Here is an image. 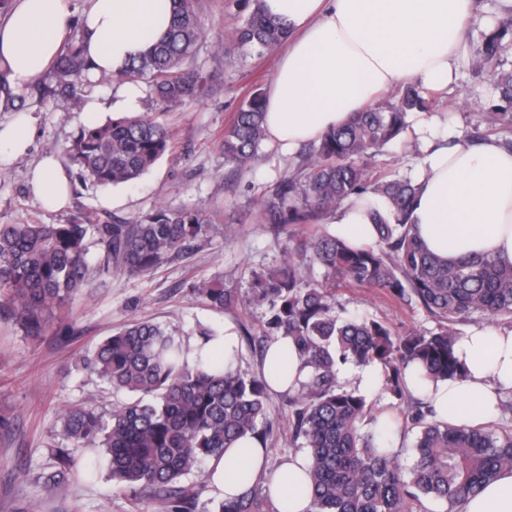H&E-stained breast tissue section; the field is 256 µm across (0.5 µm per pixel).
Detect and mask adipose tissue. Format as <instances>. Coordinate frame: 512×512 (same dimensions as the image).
<instances>
[{
  "instance_id": "1",
  "label": "adipose tissue",
  "mask_w": 512,
  "mask_h": 512,
  "mask_svg": "<svg viewBox=\"0 0 512 512\" xmlns=\"http://www.w3.org/2000/svg\"><path fill=\"white\" fill-rule=\"evenodd\" d=\"M263 11L283 21L288 48L266 93L268 139L292 149L318 141L349 113L376 96L417 81L429 88L452 83L463 58V32L476 0H262ZM72 0H14L0 18V72L10 88L23 89L62 52ZM173 0H86L81 13L83 50L98 70L115 75L144 55L169 28ZM419 160L421 188L411 211L413 231L435 255L447 259L490 256L512 264V149L494 137L448 146L433 136ZM33 195L63 205L65 177L54 156L30 175ZM464 377L429 384L426 395L440 420L482 423L512 390V329L480 327L454 346ZM262 371L274 392L299 387L307 373L285 338L272 342ZM246 448L245 479L227 475L223 460L208 466L212 486L224 498L240 496L247 482L264 481L273 503L289 500L290 512H308L305 454L289 455L276 469L256 438ZM461 512H512V470L460 503Z\"/></svg>"
}]
</instances>
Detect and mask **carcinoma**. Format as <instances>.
Masks as SVG:
<instances>
[{
	"mask_svg": "<svg viewBox=\"0 0 512 512\" xmlns=\"http://www.w3.org/2000/svg\"><path fill=\"white\" fill-rule=\"evenodd\" d=\"M173 2L167 32L119 73L128 81L150 78L167 107L196 100L207 82L190 65L205 37L200 0ZM250 2L233 47H221L229 60L237 51H271L288 38L286 27L262 11L260 0ZM511 46L512 23L504 20L472 46V65L491 77L496 120L491 136L512 133V70L501 63ZM96 77L78 43L55 62L56 85L76 104ZM446 97L445 88L412 83L396 101L354 112L343 125L326 130L310 154L261 199L262 221L274 237L286 235L291 242L288 228L308 230L296 248L285 249L286 261L254 273L245 295L222 282L191 286L215 310L265 307L263 335L289 338L309 368L301 389L288 398L294 438L303 439L310 465L309 512H423L427 499L452 507L512 468V430L442 422L405 382L410 367L418 369L422 383L461 376L456 325L476 314L490 321L512 319V265L485 256L448 261L425 250L409 224L416 180L374 171L367 163L372 153L407 137L411 113L434 111ZM265 140L264 93L256 88L224 127V165L246 169ZM172 141L163 124L121 115L88 120L65 154L81 177L108 189L138 181L171 150ZM344 202L387 207L390 220L373 221L372 243H352L323 226L328 213ZM211 223L202 207L160 206L132 224L97 211L67 224H0V304L11 307L28 335L39 336L64 318L85 288L92 247L102 253V272L148 274ZM295 253L320 266L325 282L374 288L420 305L434 328L397 335L374 318L341 316L325 282L303 277ZM375 363L383 368L382 393L398 401L395 415L374 412L362 395L339 381L343 366ZM81 365L130 399L107 417L86 404L63 411L62 435L86 458L79 467L62 460L51 475L58 486L93 481L106 471L112 489L135 507L147 498L155 512H196L210 491L203 464L222 457L225 472L241 476V459L225 457L226 450L248 434L265 440L270 433V390L263 376L233 371L208 353L195 354L184 337L151 320H128L83 356ZM400 421L417 432L408 468L387 446V434ZM210 502L213 512H288L286 505L281 511L269 508L268 491L259 483L233 500Z\"/></svg>",
	"mask_w": 512,
	"mask_h": 512,
	"instance_id": "carcinoma-1",
	"label": "carcinoma"
}]
</instances>
